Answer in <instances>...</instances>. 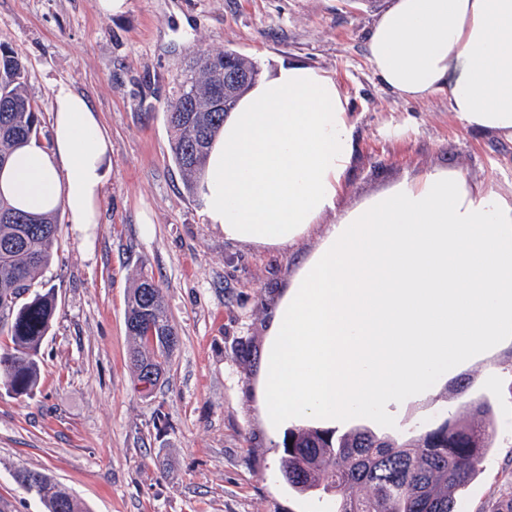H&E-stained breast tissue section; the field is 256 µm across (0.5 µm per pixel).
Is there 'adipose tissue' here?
<instances>
[{"mask_svg": "<svg viewBox=\"0 0 512 512\" xmlns=\"http://www.w3.org/2000/svg\"><path fill=\"white\" fill-rule=\"evenodd\" d=\"M366 43L398 97L447 94L465 127L512 137V0H389ZM353 134L336 78L282 62L225 117L199 179L229 242L290 248L336 214L268 315L257 394L272 437L429 395L512 336V199L435 168L338 211ZM111 152L89 99L59 84L49 146L17 149L0 194L100 223Z\"/></svg>", "mask_w": 512, "mask_h": 512, "instance_id": "1", "label": "adipose tissue"}]
</instances>
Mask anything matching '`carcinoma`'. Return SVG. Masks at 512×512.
<instances>
[{
	"label": "carcinoma",
	"mask_w": 512,
	"mask_h": 512,
	"mask_svg": "<svg viewBox=\"0 0 512 512\" xmlns=\"http://www.w3.org/2000/svg\"><path fill=\"white\" fill-rule=\"evenodd\" d=\"M243 72L232 86L229 107L257 79L256 62L233 51L205 54L185 69L179 90L166 105L174 132V162L193 185L202 174L210 141L224 123L225 112L213 109L212 87L224 80L206 60ZM41 122L25 87V67L0 49V161L22 144L40 143ZM59 231V214L34 216L15 208L0 194V378L18 397L38 387L41 347L56 313L51 290H34L35 278L51 263ZM126 327L135 340L129 354L135 389L150 397L179 346L161 285L146 274L127 300ZM471 378L456 385L463 397V418L405 439L379 435L365 425L336 434L329 429L298 427L288 431L280 471L298 493L335 498L329 512H461L468 486L482 472L495 448L491 402L468 393ZM17 483L35 493L44 512H88L63 484L33 469L14 473Z\"/></svg>",
	"instance_id": "carcinoma-1"
}]
</instances>
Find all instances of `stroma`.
I'll list each match as a JSON object with an SVG mask.
<instances>
[{"label": "stroma", "mask_w": 512, "mask_h": 512, "mask_svg": "<svg viewBox=\"0 0 512 512\" xmlns=\"http://www.w3.org/2000/svg\"><path fill=\"white\" fill-rule=\"evenodd\" d=\"M106 16L97 0H0V47L23 62L27 92L50 135L58 83L83 93L112 138L101 222L61 220L51 266L37 279L57 309L33 397L0 379V512H40L15 469L44 471L90 512H326L282 480V440L260 418L256 384L269 309L334 213L286 251L225 241L206 224L171 152L165 102L185 66L234 51L335 76L349 96L354 139L339 210L432 168L458 170L512 198V139L464 127L435 94L398 98L375 74L366 35L387 0H128ZM154 275L180 343L152 397L134 388L127 297ZM494 408L496 448L467 489L464 512L512 499V339L460 365L392 422L340 417L383 435L432 429L458 415L464 376Z\"/></svg>", "instance_id": "stroma-1"}]
</instances>
